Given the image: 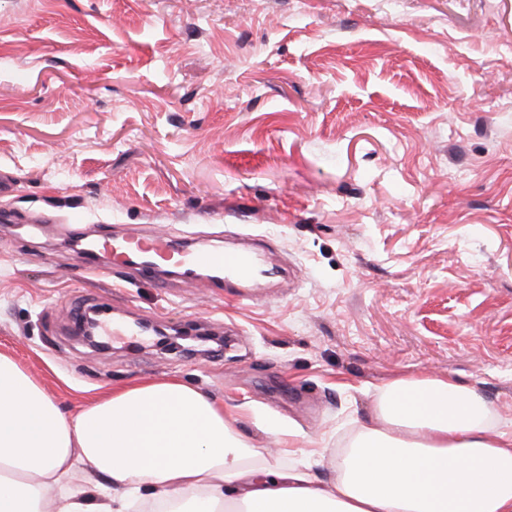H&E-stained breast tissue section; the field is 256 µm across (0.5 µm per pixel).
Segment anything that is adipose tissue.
Listing matches in <instances>:
<instances>
[{
    "mask_svg": "<svg viewBox=\"0 0 512 512\" xmlns=\"http://www.w3.org/2000/svg\"><path fill=\"white\" fill-rule=\"evenodd\" d=\"M375 416L324 483L295 428L272 426L289 449L271 458L179 380L112 389L71 416L0 353V512H512V431L493 428L477 389L401 376L377 389ZM79 464L106 481L111 508L71 486Z\"/></svg>",
    "mask_w": 512,
    "mask_h": 512,
    "instance_id": "adipose-tissue-1",
    "label": "adipose tissue"
}]
</instances>
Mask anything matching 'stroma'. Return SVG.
<instances>
[{
  "label": "stroma",
  "mask_w": 512,
  "mask_h": 512,
  "mask_svg": "<svg viewBox=\"0 0 512 512\" xmlns=\"http://www.w3.org/2000/svg\"><path fill=\"white\" fill-rule=\"evenodd\" d=\"M0 353L66 414L171 377L330 453L406 374L512 428V0H0ZM138 227L242 242L253 301L89 269L64 241ZM111 308L188 340L105 351Z\"/></svg>",
  "instance_id": "1"
}]
</instances>
